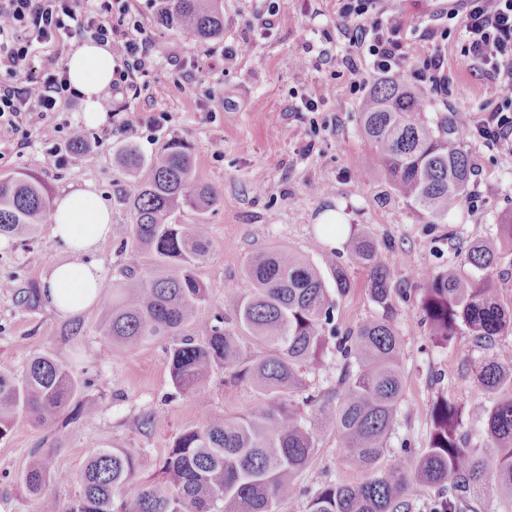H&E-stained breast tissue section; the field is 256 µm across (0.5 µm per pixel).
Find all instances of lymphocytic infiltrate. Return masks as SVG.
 Wrapping results in <instances>:
<instances>
[{
	"label": "lymphocytic infiltrate",
	"mask_w": 512,
	"mask_h": 512,
	"mask_svg": "<svg viewBox=\"0 0 512 512\" xmlns=\"http://www.w3.org/2000/svg\"><path fill=\"white\" fill-rule=\"evenodd\" d=\"M449 17H462L467 56L487 66L489 94L494 102L482 120H467V128L493 144L512 143V0H460L449 7ZM120 17L122 27L112 24ZM87 38L110 46L116 65L112 87L119 91L136 88L151 65L150 39L134 14L129 0H0V70L7 78L0 82V123L22 139L38 135L45 155L61 165L60 140L81 135V126L49 120L62 102L75 97L66 66L41 74L20 75L18 67L33 44L64 43ZM353 45L367 54L375 72L397 75L403 72L408 47L395 26L359 28ZM35 118L34 129H26L25 117Z\"/></svg>",
	"instance_id": "f902f5d3"
}]
</instances>
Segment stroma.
<instances>
[{
    "instance_id": "obj_1",
    "label": "stroma",
    "mask_w": 512,
    "mask_h": 512,
    "mask_svg": "<svg viewBox=\"0 0 512 512\" xmlns=\"http://www.w3.org/2000/svg\"><path fill=\"white\" fill-rule=\"evenodd\" d=\"M342 0H223L224 36L201 41L176 37L156 20L153 0H132L152 40L154 66L138 81L136 94L105 90L115 110L126 111L139 129L123 133L104 120L87 128L93 162L69 155L65 165L46 161L38 137L18 145L16 137H0V174L26 173L39 178L51 196L92 185L112 211V233L99 242L90 258L101 268L98 301L76 316H64L46 300L24 302L30 285H42L46 269L69 255L42 226L34 239L0 237V366L22 371L35 355L47 354L87 381L82 402L96 404L94 419L70 408L51 429L28 416L13 421L0 439V512H38L35 496L21 476L30 453L53 452L56 470L78 471L98 448L132 449L139 457L137 476L156 477L174 438L200 424L212 411L244 414L256 395L245 385L228 387L216 372L197 396L172 397L166 342L127 350L101 335L98 325L124 280L129 263L131 222L127 190L131 179L116 154L135 144L149 157L173 136L193 156L198 179L220 188V202L198 213L184 209L179 219H203L210 226V252L196 269L211 299L212 312L231 315V288L246 259L270 247L285 245L307 253L330 275L349 241L370 234L381 242L383 263L407 277L410 270H434L456 261L459 243L496 232L500 219L512 213V146L494 145L472 133L463 144L472 160L470 197L446 223L431 226L425 216L397 196L382 170H364L358 160L368 145L360 131L366 85L377 81L368 56L350 46L352 25L340 22ZM448 0H379L367 22L398 23L409 45L408 68L422 67L440 51L452 78L448 94H431L426 114L436 122L449 112L467 111L481 119L492 101L489 81L480 65L464 52L461 19H445ZM271 25H263L264 15ZM429 28L448 29L446 39L429 42ZM182 52L168 54L171 43ZM235 53L222 66L223 52ZM314 110H307L308 100ZM167 112L170 122L156 133L146 126ZM335 212L343 239L329 245L322 218ZM367 274L352 270V286L337 301L336 324L348 329L380 316L366 288ZM394 322L402 334L406 384L399 421L389 439L385 461L403 448L417 451L428 444L430 408L445 397L464 409L468 447L484 449L485 418L492 393L478 386L472 368L488 357L471 337L457 336L439 347L422 323L420 293L397 301ZM361 474L349 463L335 433L326 431L308 468L300 477L303 496L283 504L280 512H304L307 497L326 481L353 482Z\"/></svg>"
}]
</instances>
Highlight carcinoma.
Segmentation results:
<instances>
[{"label": "carcinoma", "mask_w": 512, "mask_h": 512, "mask_svg": "<svg viewBox=\"0 0 512 512\" xmlns=\"http://www.w3.org/2000/svg\"><path fill=\"white\" fill-rule=\"evenodd\" d=\"M155 3L161 25L170 30L202 40L224 35L222 0ZM428 108L419 86L396 77L374 84L362 104L361 130L371 150L360 165L381 168L413 209L439 220L468 195L471 163L455 113L432 125L425 119ZM118 159L134 176L128 197L132 260L128 281L114 289L100 324L103 335L126 349L168 341L176 395L200 394L222 370L224 384L250 386L258 404L247 414L210 413L184 429L153 482L136 479L137 458L127 448H98L74 474L52 471L51 451L35 452L22 480L39 496L40 512H278L302 495L299 476L327 430L337 434L363 477L323 484L306 512H415L418 487L438 491L429 512H484L482 495L491 482L512 497V348H496V339L512 332V306L503 305L494 288V275L512 252V214L496 225L495 235L460 247L477 274L455 263L411 274L434 344L448 346L465 333L493 350L473 373L496 395L485 410V450L466 447L463 409L443 397L430 410L428 447L404 450L383 470L379 462L405 387L392 317L408 283L381 262L379 244L369 235L350 244L348 262L334 269V295L320 269L290 247L250 257L234 288L233 319L213 316L198 340L187 329L210 307L195 273L208 256L210 229L201 221L179 224L176 213L185 207L202 213L219 203L222 192L197 180L189 148L178 137L148 159L127 144ZM49 221L48 192L37 177L0 175L1 236L33 237ZM351 267L366 270L371 300L382 314L342 332L335 296L350 288ZM247 337L265 344L264 357L247 352ZM330 348L344 360L336 387L310 393L304 368L322 362ZM86 386L45 355L31 358L20 374L0 368V438L19 411L53 427ZM302 404L315 409L312 418L302 415ZM52 481H73L81 491L63 508L48 493Z\"/></svg>", "instance_id": "cac0c4a2"}]
</instances>
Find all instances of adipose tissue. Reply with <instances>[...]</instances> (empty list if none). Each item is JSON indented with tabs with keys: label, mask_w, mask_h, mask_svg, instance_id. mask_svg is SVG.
I'll list each match as a JSON object with an SVG mask.
<instances>
[{
	"label": "adipose tissue",
	"mask_w": 512,
	"mask_h": 512,
	"mask_svg": "<svg viewBox=\"0 0 512 512\" xmlns=\"http://www.w3.org/2000/svg\"><path fill=\"white\" fill-rule=\"evenodd\" d=\"M71 84L83 95L86 124L100 123L102 92L112 82L114 62L108 47L86 43L69 56ZM112 232V212L93 191L77 188L55 201L51 235L71 253V260L49 267L45 296L59 313L75 315L93 306L101 292V269L84 257Z\"/></svg>",
	"instance_id": "adipose-tissue-1"
}]
</instances>
